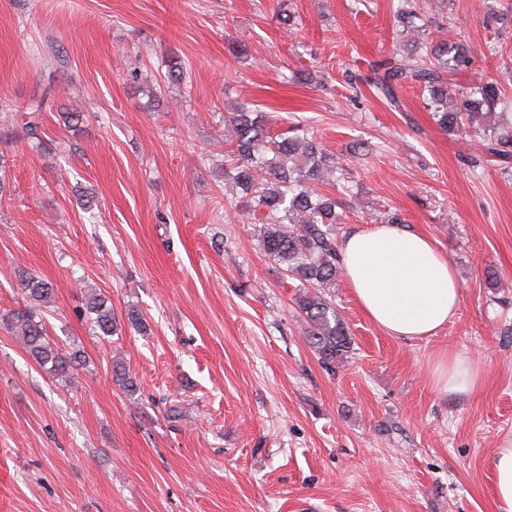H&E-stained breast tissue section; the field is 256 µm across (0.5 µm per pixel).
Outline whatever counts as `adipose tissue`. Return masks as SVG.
I'll return each mask as SVG.
<instances>
[{"mask_svg":"<svg viewBox=\"0 0 512 512\" xmlns=\"http://www.w3.org/2000/svg\"><path fill=\"white\" fill-rule=\"evenodd\" d=\"M344 277L365 315L387 335L402 340L434 336L457 311L461 285L455 270L425 234L395 224H371L340 244ZM442 394L481 388V365L451 350L428 366Z\"/></svg>","mask_w":512,"mask_h":512,"instance_id":"ef3b65f1","label":"adipose tissue"}]
</instances>
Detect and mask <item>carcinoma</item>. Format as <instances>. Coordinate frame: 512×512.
Masks as SVG:
<instances>
[{
  "instance_id": "cac0c4a2",
  "label": "carcinoma",
  "mask_w": 512,
  "mask_h": 512,
  "mask_svg": "<svg viewBox=\"0 0 512 512\" xmlns=\"http://www.w3.org/2000/svg\"><path fill=\"white\" fill-rule=\"evenodd\" d=\"M423 12L417 0H398L395 17L402 29H417ZM471 66L466 46L456 42L418 43L405 55L392 54L371 65L373 85L397 108L398 91L417 87L425 95L436 125L456 134L468 127L483 137L488 153L503 161L512 158V124L507 122L512 97L493 80L480 79L461 86L454 78ZM188 64L178 56L167 59V78L181 84ZM224 180L239 189L242 209L259 224L263 251L291 279L299 282L293 302L306 340L321 363L334 371L352 347L350 329L332 300L342 274L336 242L341 214L332 189L345 167L314 136L278 131L270 116L244 104L224 117ZM29 304L5 317L9 332L25 352L66 383L75 380L80 351L69 354L54 347L37 309L52 301L49 282L31 274L20 279ZM86 311L93 315L95 332L104 337L116 331L112 306L101 295H85Z\"/></svg>"
}]
</instances>
